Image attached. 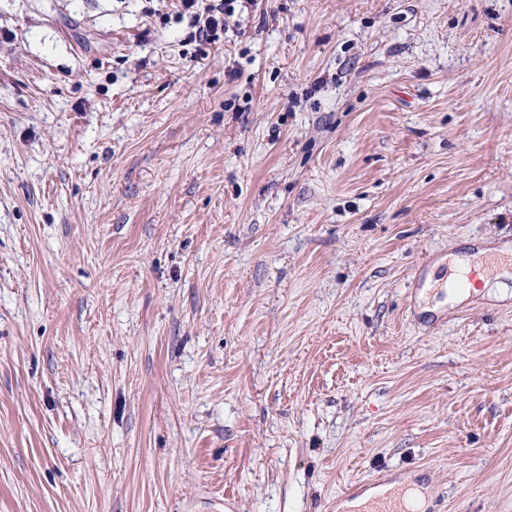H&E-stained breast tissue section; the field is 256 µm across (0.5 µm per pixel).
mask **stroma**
<instances>
[{
	"instance_id": "1",
	"label": "stroma",
	"mask_w": 512,
	"mask_h": 512,
	"mask_svg": "<svg viewBox=\"0 0 512 512\" xmlns=\"http://www.w3.org/2000/svg\"><path fill=\"white\" fill-rule=\"evenodd\" d=\"M512 0H0V512H512ZM184 12H190L197 26L194 37L202 43L215 42L218 31L224 30V15L235 11L237 0H213L218 4L206 5L200 12V0H180ZM203 19V20H202ZM202 21V23H201ZM392 487L393 485L386 486L369 495H366V497L358 498L352 503H350L349 507L352 509L362 510L364 509L363 506L367 502V499L369 497L378 496L371 499L368 507L366 508V511L362 512H416L417 510H415V507L404 502L403 499L390 498L388 496H380L382 494L387 493L388 490Z\"/></svg>"
}]
</instances>
